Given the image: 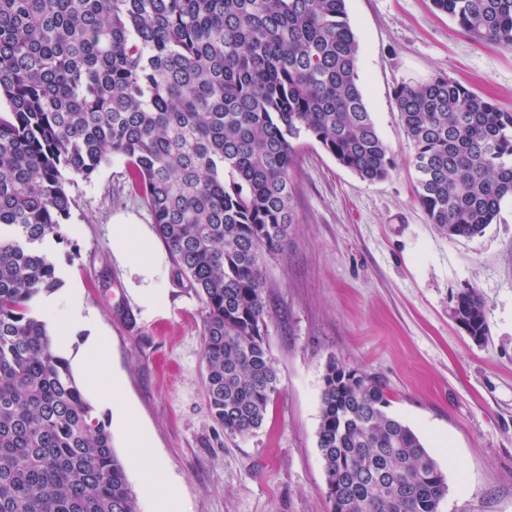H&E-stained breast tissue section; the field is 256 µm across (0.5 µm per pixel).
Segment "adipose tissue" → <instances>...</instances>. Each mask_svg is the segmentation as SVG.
Instances as JSON below:
<instances>
[{
    "label": "adipose tissue",
    "mask_w": 512,
    "mask_h": 512,
    "mask_svg": "<svg viewBox=\"0 0 512 512\" xmlns=\"http://www.w3.org/2000/svg\"><path fill=\"white\" fill-rule=\"evenodd\" d=\"M112 252L128 270L133 283L132 293L143 304L154 305L163 298L159 283L163 277L165 256L159 251L143 225L126 219L112 227ZM103 339L86 337L78 354V362L87 371V384L91 391L102 386L112 389L113 415L118 423L127 424L128 408L123 403L124 381L109 367L102 365ZM139 462L152 500V512H181L176 484L156 481L160 469L150 449L147 434L139 436Z\"/></svg>",
    "instance_id": "ef3b65f1"
}]
</instances>
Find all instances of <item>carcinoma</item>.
<instances>
[{
	"label": "carcinoma",
	"instance_id": "carcinoma-1",
	"mask_svg": "<svg viewBox=\"0 0 512 512\" xmlns=\"http://www.w3.org/2000/svg\"><path fill=\"white\" fill-rule=\"evenodd\" d=\"M432 4L512 48V0ZM358 63L346 0H0V512H138L131 461L35 311L61 285L42 245L66 239L67 175L125 159L203 305L211 415L246 436L278 391L263 258L296 223L301 137L365 181L396 166ZM394 97L428 222L481 235L512 198V112L444 76ZM453 314L487 337L474 289ZM389 407L385 384L329 359L317 448L332 512H438L446 477Z\"/></svg>",
	"mask_w": 512,
	"mask_h": 512
}]
</instances>
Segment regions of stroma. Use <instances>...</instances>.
I'll return each mask as SVG.
<instances>
[{
	"instance_id": "stroma-1",
	"label": "stroma",
	"mask_w": 512,
	"mask_h": 512,
	"mask_svg": "<svg viewBox=\"0 0 512 512\" xmlns=\"http://www.w3.org/2000/svg\"><path fill=\"white\" fill-rule=\"evenodd\" d=\"M359 42L358 83L396 161L366 182L307 138L290 178L298 224L285 253L265 256L266 346L279 377L263 425L241 437L212 418L203 377V306L166 273L163 303L131 296L112 254V226L152 216L114 157L72 177L67 242L51 244L62 284L35 305L49 322L79 300L125 383L136 428L150 437L184 512H331L317 448L329 358L378 377L448 484L438 512H512V200L482 235L448 238L414 199L413 147L394 99L400 83L438 76L512 112V49L476 41L431 0H347ZM476 288L489 334L456 323L457 294Z\"/></svg>"
}]
</instances>
